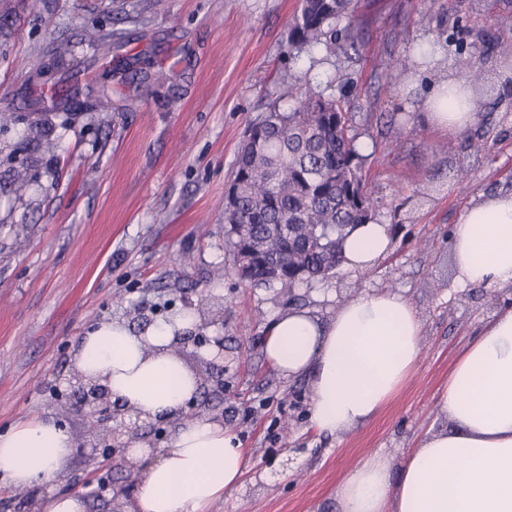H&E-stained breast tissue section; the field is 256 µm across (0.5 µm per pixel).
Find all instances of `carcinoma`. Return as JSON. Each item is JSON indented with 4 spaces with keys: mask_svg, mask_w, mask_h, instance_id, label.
I'll list each match as a JSON object with an SVG mask.
<instances>
[{
    "mask_svg": "<svg viewBox=\"0 0 512 512\" xmlns=\"http://www.w3.org/2000/svg\"><path fill=\"white\" fill-rule=\"evenodd\" d=\"M353 13L352 0H300L289 47L310 51L338 32L355 46ZM71 71V88L53 87L29 106L43 117L70 111L79 96L91 112L111 107L112 90L81 85V70ZM353 118L341 102L307 85L290 111L273 103L251 125L234 163L236 206L224 213L227 246L236 264L245 259L257 269H279L278 277L260 275L251 286L286 292L324 279L342 264L348 229L376 219L378 200L362 178Z\"/></svg>",
    "mask_w": 512,
    "mask_h": 512,
    "instance_id": "obj_1",
    "label": "carcinoma"
}]
</instances>
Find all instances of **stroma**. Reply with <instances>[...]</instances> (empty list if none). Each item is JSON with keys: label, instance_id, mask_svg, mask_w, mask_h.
Returning a JSON list of instances; mask_svg holds the SVG:
<instances>
[{"label": "stroma", "instance_id": "35a3bbf8", "mask_svg": "<svg viewBox=\"0 0 512 512\" xmlns=\"http://www.w3.org/2000/svg\"><path fill=\"white\" fill-rule=\"evenodd\" d=\"M298 0H0V110L19 120L0 132V434L53 415L75 446L38 501L82 487L85 512H110L120 471L98 472L100 437L65 402L74 353L87 331L110 320L131 329L192 311L209 340H223L224 392L208 419L229 428L247 472L209 512H338L336 492L373 453L402 454L427 430L449 427L437 393L461 350L512 291L454 280L449 234L461 211L512 180V57H483L492 35L512 36V0H357L360 39L307 52L288 47ZM113 33L109 54L87 44L89 28ZM450 46L439 68L388 78L398 59ZM45 56L50 80L73 64L86 78L119 85L125 65L150 71L128 109L58 114L47 144L32 140L38 114L30 61ZM483 66L474 126L485 144L470 158L464 136L421 118L436 71ZM348 102L365 119L362 174L377 219L403 226L372 268L338 269L300 285L302 306L328 317L373 291L405 294L423 322L419 363L369 424L340 437L309 425L307 378L281 376L265 359V329L289 302L278 288L251 287L226 249L224 195L249 124L275 102L290 109L301 78ZM470 168L466 183L452 174ZM29 166L25 189L11 181Z\"/></svg>", "mask_w": 512, "mask_h": 512}]
</instances>
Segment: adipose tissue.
Instances as JSON below:
<instances>
[{
	"mask_svg": "<svg viewBox=\"0 0 512 512\" xmlns=\"http://www.w3.org/2000/svg\"><path fill=\"white\" fill-rule=\"evenodd\" d=\"M433 128L459 135L478 119L473 90L451 75L422 102ZM393 241L390 225L353 227L343 266L370 268ZM455 280L462 286L512 287V192L468 205L451 232ZM196 318L181 313L136 332L100 324L82 336L77 371L110 391L113 402L145 419H179L169 449L145 459L135 512H207L225 489L241 483L246 458L236 434L186 414L199 387L175 348ZM421 318L396 291L365 294L327 319L305 308L276 316L263 342L282 376H306L310 422L341 436L374 420L409 380L419 362ZM451 427L425 433L399 458L366 457L340 484V512H512V307L493 314L468 343L438 393ZM72 442L50 417L17 425L0 436V476L17 486L52 480Z\"/></svg>",
	"mask_w": 512,
	"mask_h": 512,
	"instance_id": "ef3b65f1",
	"label": "adipose tissue"
}]
</instances>
